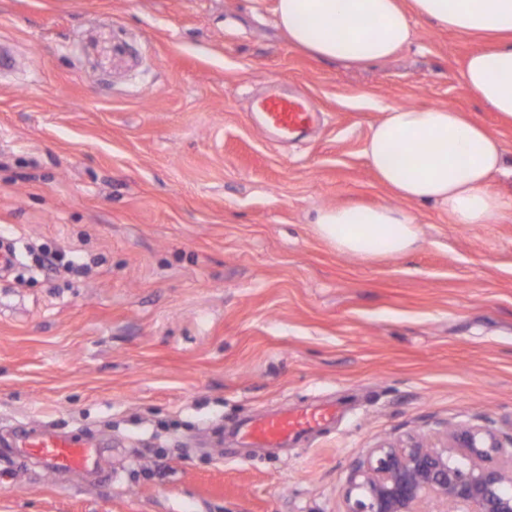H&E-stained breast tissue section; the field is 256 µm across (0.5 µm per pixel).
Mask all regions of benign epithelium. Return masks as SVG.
<instances>
[{
  "label": "benign epithelium",
  "instance_id": "7a95c632",
  "mask_svg": "<svg viewBox=\"0 0 512 512\" xmlns=\"http://www.w3.org/2000/svg\"><path fill=\"white\" fill-rule=\"evenodd\" d=\"M512 436L460 426L434 444H380L350 465L343 512H512Z\"/></svg>",
  "mask_w": 512,
  "mask_h": 512
}]
</instances>
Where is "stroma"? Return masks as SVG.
Returning a JSON list of instances; mask_svg holds the SVG:
<instances>
[{
	"mask_svg": "<svg viewBox=\"0 0 512 512\" xmlns=\"http://www.w3.org/2000/svg\"><path fill=\"white\" fill-rule=\"evenodd\" d=\"M275 0H0V512H341L351 460L470 423L512 434V209L453 224L381 186L363 149L388 106L512 126L465 86L485 50L418 21L391 59H316ZM311 99L282 140L252 101ZM418 220L407 254L320 239L330 206ZM81 274L41 269L42 249ZM335 405L288 448L242 421ZM95 437L92 476L42 468L22 432Z\"/></svg>",
	"mask_w": 512,
	"mask_h": 512,
	"instance_id": "obj_1",
	"label": "stroma"
}]
</instances>
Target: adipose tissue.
Instances as JSON below:
<instances>
[{
  "instance_id": "adipose-tissue-1",
  "label": "adipose tissue",
  "mask_w": 512,
  "mask_h": 512,
  "mask_svg": "<svg viewBox=\"0 0 512 512\" xmlns=\"http://www.w3.org/2000/svg\"><path fill=\"white\" fill-rule=\"evenodd\" d=\"M277 24L313 57L367 65L393 56L413 38V19L460 36L492 38L470 55L466 87L512 124V0H276ZM364 155L394 196L432 202L455 224H494L512 202L488 190L503 167L502 141L450 107L387 108L367 136ZM316 233L361 258L399 256L418 240L411 213L387 204L319 209Z\"/></svg>"
}]
</instances>
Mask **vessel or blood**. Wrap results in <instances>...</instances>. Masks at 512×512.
I'll list each match as a JSON object with an SVG mask.
<instances>
[{
    "instance_id": "vessel-or-blood-1",
    "label": "vessel or blood",
    "mask_w": 512,
    "mask_h": 512,
    "mask_svg": "<svg viewBox=\"0 0 512 512\" xmlns=\"http://www.w3.org/2000/svg\"><path fill=\"white\" fill-rule=\"evenodd\" d=\"M255 109L261 112L265 128L280 138L303 129L313 120L305 100L281 93L260 98ZM333 416L334 411L329 407L286 410L252 418L240 427L239 433L243 443L250 447L275 448L305 439L326 425ZM18 446L25 455L58 473H89L97 466L98 450L85 438L45 433L23 438Z\"/></svg>"
}]
</instances>
